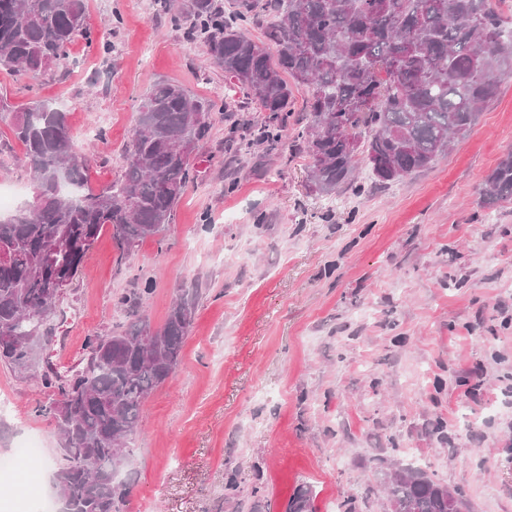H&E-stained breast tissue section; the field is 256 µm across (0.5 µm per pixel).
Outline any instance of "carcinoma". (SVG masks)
I'll return each instance as SVG.
<instances>
[{"instance_id":"obj_1","label":"carcinoma","mask_w":512,"mask_h":512,"mask_svg":"<svg viewBox=\"0 0 512 512\" xmlns=\"http://www.w3.org/2000/svg\"><path fill=\"white\" fill-rule=\"evenodd\" d=\"M178 25L193 18L190 38L208 61L268 112L253 139L274 144L288 129L294 92L309 94L306 124L293 142L311 153L312 190L330 195L353 178L363 149L375 180L399 181L431 165L454 138L465 137L480 110L512 75V27L494 0H188L174 11ZM272 15L259 50L246 28L260 12ZM85 27L84 0H0V67L36 78L69 64ZM214 105L181 86L158 85L142 100L122 180L104 195L74 196L62 181L84 184L87 158L71 142L66 114L41 102L18 113L14 135L37 186L36 203L0 219V360L30 369L63 287L70 284L102 227L119 248L159 235L196 177L189 147L200 150ZM493 206L512 199V152L482 190ZM194 315L181 296L156 329L137 321L121 332L88 338L83 369L61 384L52 410L61 436L53 489L66 512H124L129 482L119 480L150 392L175 372ZM387 505L398 512H468L463 493L412 465L385 477ZM287 512H314L306 485Z\"/></svg>"}]
</instances>
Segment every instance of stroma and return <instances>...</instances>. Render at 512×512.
Segmentation results:
<instances>
[{"mask_svg":"<svg viewBox=\"0 0 512 512\" xmlns=\"http://www.w3.org/2000/svg\"><path fill=\"white\" fill-rule=\"evenodd\" d=\"M93 43L34 79L0 68V185L32 207L35 185L12 132L38 100L65 112L89 154L88 185L124 174L141 99L158 83L217 104L197 180L160 236L120 251L104 226L65 289L32 371L0 363V454L38 436L0 512L52 496L57 390L88 337L134 317L165 321L196 291L174 375L147 397L128 442L126 512H286L301 485L315 512H386L381 478L420 467L463 492L469 512H512V200L487 207L486 177L512 151V76L464 138L385 187L363 156L349 186L309 188L311 158L289 140L253 144L268 114L209 64L157 0H85ZM233 192H225L227 184ZM152 283L141 304L120 298Z\"/></svg>","mask_w":512,"mask_h":512,"instance_id":"1","label":"stroma"}]
</instances>
